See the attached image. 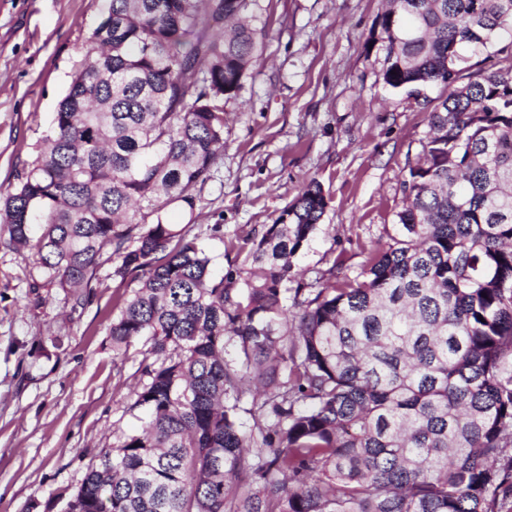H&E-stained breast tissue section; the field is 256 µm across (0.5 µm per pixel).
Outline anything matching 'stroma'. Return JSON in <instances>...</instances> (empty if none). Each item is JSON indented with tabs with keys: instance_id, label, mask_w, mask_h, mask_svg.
I'll return each mask as SVG.
<instances>
[{
	"instance_id": "35a3bbf8",
	"label": "stroma",
	"mask_w": 512,
	"mask_h": 512,
	"mask_svg": "<svg viewBox=\"0 0 512 512\" xmlns=\"http://www.w3.org/2000/svg\"><path fill=\"white\" fill-rule=\"evenodd\" d=\"M385 0H256L263 49L224 101V149L196 207L168 223L196 225L213 275L235 263L224 239L273 223L309 180L329 198L295 260L314 279L330 258L361 272L387 245L406 198L438 87L387 88L385 52L366 48ZM92 0H0V193L11 189L51 127L92 45ZM224 227L223 239L207 236ZM111 263L91 287L49 283L30 251L0 245V512H67L100 453L138 428L141 345L115 355Z\"/></svg>"
}]
</instances>
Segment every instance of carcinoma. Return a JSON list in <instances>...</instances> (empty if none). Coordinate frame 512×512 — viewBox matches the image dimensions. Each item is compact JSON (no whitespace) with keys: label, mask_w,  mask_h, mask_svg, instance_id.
Masks as SVG:
<instances>
[{"label":"carcinoma","mask_w":512,"mask_h":512,"mask_svg":"<svg viewBox=\"0 0 512 512\" xmlns=\"http://www.w3.org/2000/svg\"><path fill=\"white\" fill-rule=\"evenodd\" d=\"M254 2L101 0L44 146L0 199V244L33 251L58 287L89 288L117 260L112 347H146L141 430L102 452L68 512H501L512 64L472 59L512 55V0H388L366 40L385 50L384 84L444 94L388 247L352 278L334 259L294 288L328 207L317 181L229 240L244 260L218 279L195 225L166 221L194 210L224 146V98L261 45Z\"/></svg>","instance_id":"cac0c4a2"}]
</instances>
